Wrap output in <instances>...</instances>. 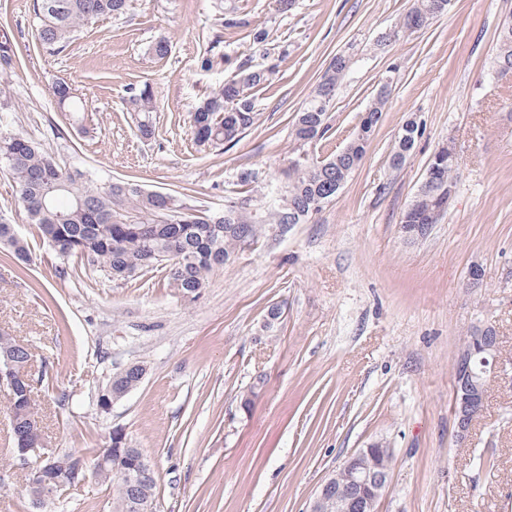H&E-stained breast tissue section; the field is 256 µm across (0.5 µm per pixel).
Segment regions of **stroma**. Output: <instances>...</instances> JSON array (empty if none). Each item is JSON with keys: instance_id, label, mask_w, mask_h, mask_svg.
I'll use <instances>...</instances> for the list:
<instances>
[{"instance_id": "35a3bbf8", "label": "stroma", "mask_w": 512, "mask_h": 512, "mask_svg": "<svg viewBox=\"0 0 512 512\" xmlns=\"http://www.w3.org/2000/svg\"><path fill=\"white\" fill-rule=\"evenodd\" d=\"M33 4L0 0V46L12 58L0 111L8 132L86 171L97 189L125 181L211 212L242 191L264 203L289 167L341 150L389 88L364 157L333 200L308 223L268 225L192 299L161 271L126 283L56 255L0 170V216L32 253L21 270L2 261L0 244V333L32 353L46 447L90 460L123 429L156 472L155 512H307L349 454L382 441L394 462L377 512H512V82L492 69L512 0H451L428 27L389 43L412 0H298L287 14L276 0H133L60 51L40 45ZM228 12L239 26H220ZM259 29L277 69L253 91V125L237 142L197 145L191 113L224 79L223 69H201L203 53L218 38L233 61L262 64ZM161 36L171 50L159 59L150 47ZM340 54L351 66L330 130L297 142L294 117ZM60 79L82 111L59 108ZM146 82L158 100L148 139L125 104ZM410 120L423 134L393 165ZM449 141L455 194L427 237L406 240L401 216ZM477 324L496 327L504 370L462 445L452 369ZM134 364L146 369L140 384L101 408L113 374ZM252 387L258 396L243 407ZM10 422L0 394V512H113L112 490L92 471L68 496L34 505Z\"/></svg>"}]
</instances>
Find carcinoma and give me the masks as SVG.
<instances>
[{
  "label": "carcinoma",
  "mask_w": 512,
  "mask_h": 512,
  "mask_svg": "<svg viewBox=\"0 0 512 512\" xmlns=\"http://www.w3.org/2000/svg\"><path fill=\"white\" fill-rule=\"evenodd\" d=\"M132 0H36L34 10L39 21L37 39L48 50L65 45L85 26L127 13ZM448 9V0H413L412 7L393 31L397 37L422 29ZM221 41L209 43L201 59V68L210 71L229 58L221 52ZM512 64V22L499 31L493 69ZM350 68V57L340 55L326 67L321 81L294 123L295 138L303 142L322 139L329 131L328 111L336 89ZM271 70L238 63L224 69V81L205 97L191 114V128L198 144L219 145L239 140L253 124L255 105L252 91L269 80ZM58 105L79 111L72 85L58 81L52 88ZM130 111L142 116L140 134H154L150 114L157 101L148 83L130 88L126 101ZM385 98L371 105L372 117L364 122L357 136L330 159L298 163L288 171V190L280 199L260 211L243 196L229 198L224 213L197 214L185 201L167 194L143 192L123 181L103 190L87 185L84 171L61 168L34 142L17 134L0 133V168L11 175L18 200L43 241L61 257H76L105 271L114 281L140 277L160 266L166 268L170 284L182 295L194 297L205 287L209 275L223 267L238 252L242 239L257 241L267 224H301L319 213L318 198L327 194L336 182H344L360 163L367 142L373 135ZM421 135L420 125L407 122L398 135L392 164L400 165ZM443 161L428 187L419 188L401 217L403 224H427L431 212L450 200L457 186L459 163L448 149L441 148ZM0 243L9 247V258L27 265L31 256L27 244L14 225L0 218ZM30 351L0 336V363L10 359L18 366L29 362ZM144 368L132 365L112 378V394L134 389L142 380ZM27 383L19 382L14 394L15 431L33 439L39 431L31 412L35 403ZM112 457V467L96 468L97 475L115 486L116 512H153L157 480L154 470L138 477L124 473L122 461L113 446L100 451L94 462ZM83 457L61 452L54 471L68 484L86 477Z\"/></svg>",
  "instance_id": "1"
}]
</instances>
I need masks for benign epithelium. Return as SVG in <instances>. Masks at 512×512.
Here are the masks:
<instances>
[{
    "instance_id": "benign-epithelium-1",
    "label": "benign epithelium",
    "mask_w": 512,
    "mask_h": 512,
    "mask_svg": "<svg viewBox=\"0 0 512 512\" xmlns=\"http://www.w3.org/2000/svg\"><path fill=\"white\" fill-rule=\"evenodd\" d=\"M499 336L492 325L474 326L458 351L453 369L455 383L454 419L456 434L465 441L484 407L487 387L500 372L497 350ZM24 467L29 461L41 464L49 457L44 449L32 446L17 449ZM393 451L383 442H375L350 454L320 485L308 512H374L392 470ZM125 471L142 473L150 463L140 451L124 456ZM59 482L47 477L30 486L36 503L58 495Z\"/></svg>"
}]
</instances>
